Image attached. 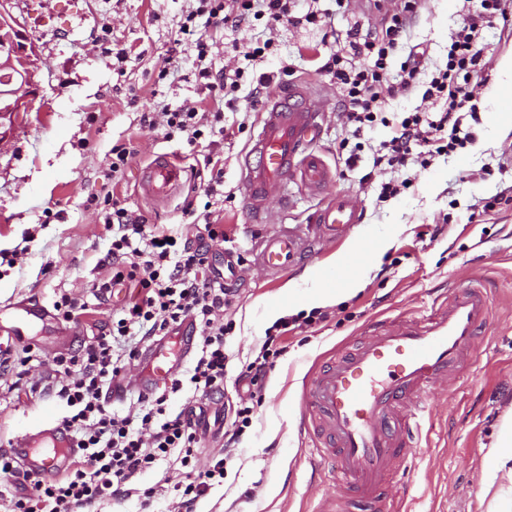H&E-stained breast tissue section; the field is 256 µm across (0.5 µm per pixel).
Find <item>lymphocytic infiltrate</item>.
Returning a JSON list of instances; mask_svg holds the SVG:
<instances>
[{
  "instance_id": "obj_1",
  "label": "lymphocytic infiltrate",
  "mask_w": 512,
  "mask_h": 512,
  "mask_svg": "<svg viewBox=\"0 0 512 512\" xmlns=\"http://www.w3.org/2000/svg\"><path fill=\"white\" fill-rule=\"evenodd\" d=\"M197 6L180 22L173 42L190 44L197 50L198 79L209 94L218 95L224 108L234 107L240 89L241 70L213 76L204 61L213 45L195 24L196 17L208 16L225 28H239L250 19L264 17L272 24L315 23L317 15L292 14L293 0H196ZM423 6V0H402L399 10L385 13L380 37L362 38L357 31L347 34L344 52H331L321 65L341 93L342 128L360 134L374 130L378 104L384 97L408 91L420 71V63L407 57L400 65V80L392 82L390 62L403 44L408 23ZM512 14V0H480L479 9L466 15L448 49L443 69L431 78L422 98L438 106V119L422 108L403 113L392 125L386 139L374 152V164H386L391 172L409 163L428 166L432 158L454 153L463 146L460 126L475 111L474 75L483 67L482 33L496 18ZM224 109L200 110L189 103L175 109L145 112L141 123L159 126L167 138H183L196 144L224 134ZM103 222L112 232L105 256L109 276L96 285L99 296L118 286L134 283L137 296L119 311L111 327L92 337L69 356L55 358V396L64 402L62 419L77 442L72 467L62 481H41L33 496L0 497V512H88L107 498L141 494L152 498L157 490L135 489L133 481L162 461L176 459L182 472L176 484L178 512H193L197 500L215 480L224 476L223 461L211 469L196 471L194 450L199 443L192 409L170 414V395L192 387L202 398L224 392L227 356L224 352V312L230 304V289L220 275L206 264L210 243L222 241L224 227L205 224L194 237L169 236L148 228L142 215L129 211L119 201L106 208ZM327 312L316 309L308 315L281 318L277 331L266 334L252 361L236 377L238 387L250 399H261L264 381L282 349L284 335L296 328L326 321ZM200 329L196 356L185 375L171 378L162 392L139 394L122 409L109 410L106 393L112 384L124 383L123 364L132 359L140 343L164 339L178 333L183 322Z\"/></svg>"
}]
</instances>
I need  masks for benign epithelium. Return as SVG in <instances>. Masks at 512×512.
I'll use <instances>...</instances> for the list:
<instances>
[{
  "label": "benign epithelium",
  "instance_id": "1",
  "mask_svg": "<svg viewBox=\"0 0 512 512\" xmlns=\"http://www.w3.org/2000/svg\"><path fill=\"white\" fill-rule=\"evenodd\" d=\"M9 2L0 0V145L13 136L41 93L36 46L17 29Z\"/></svg>",
  "mask_w": 512,
  "mask_h": 512
}]
</instances>
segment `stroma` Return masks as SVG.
<instances>
[{
  "instance_id": "35a3bbf8",
  "label": "stroma",
  "mask_w": 512,
  "mask_h": 512,
  "mask_svg": "<svg viewBox=\"0 0 512 512\" xmlns=\"http://www.w3.org/2000/svg\"><path fill=\"white\" fill-rule=\"evenodd\" d=\"M478 5V0H426L406 41L427 52L419 84L386 100L382 110L388 120L420 104L424 83L446 62L452 33L468 8ZM194 6V0H10V12L38 51L43 98L0 145V251L18 257L15 265H0V314H16L27 302L49 312L59 294H72L96 307L95 313L69 323L72 339L63 349L77 350L106 330L113 313L137 293L128 287L106 300L95 297V284L109 274L102 261L112 240L100 219L101 199L117 196L148 224L172 233L181 231L182 211L193 204L197 215L224 227L227 240L213 245L212 265L223 269L225 256L237 259L223 277L225 287L235 291L224 313L229 325L224 400L233 405L239 400L238 371L255 357L274 324L269 310L292 302L297 312L309 313L304 296L314 272L341 278L340 256L358 257L384 244V252L366 267L363 290L329 305L326 321L286 335L285 351L268 376L252 424L224 463L223 482L211 486L194 507L195 512H313L321 499L337 498L346 512H367L356 493L336 480L331 466L314 459L310 438L298 428L303 383L318 363L361 339L372 322L422 317L449 288L478 279L493 298L487 335L476 345L469 368L433 391L420 414L416 452L384 486L402 512H481L485 454L501 417L512 409V202L476 221L469 215L476 201L512 186V130L493 123L489 95L499 80V60L512 56V17L496 20L484 34L487 77L475 100L476 119L464 122L471 141L427 168L409 167V188L383 202L376 185L388 175L373 170L372 161L387 130L380 126L361 135V160L357 169L346 170L339 149L346 136L338 121L341 102L319 70L330 52L322 40L325 30L342 36L356 25L365 34L378 32L380 14L372 0L345 12L336 0H295L294 15L315 7L322 25H284L273 35L264 21L243 25L234 36L239 48L274 40L258 71L281 72V85L300 84L323 95L317 146L335 174L319 197L289 185L291 205L271 204L272 221L255 224L236 163L256 133L241 126L250 107V85H243L236 108L224 111L225 127L234 130L220 144L224 189L231 200L207 204L193 174L203 165L202 152L140 123L141 113L206 95L196 79L193 47L173 43L179 23ZM106 24L112 28V49L126 52L118 68L103 53ZM119 142L130 144L133 154L123 172L113 175L111 149ZM161 155L177 159L186 174L173 196L153 201L139 191L138 176ZM366 174L371 183H362ZM339 194L361 209V224L286 273L272 276L256 264L262 235L284 227L311 233L316 212ZM0 349L6 352L0 360L1 450L36 420L42 398L50 400L51 422L59 421L62 406L51 397V375L63 349L26 330L14 338L0 332ZM29 352L41 359L34 387L15 381L14 366Z\"/></svg>"
}]
</instances>
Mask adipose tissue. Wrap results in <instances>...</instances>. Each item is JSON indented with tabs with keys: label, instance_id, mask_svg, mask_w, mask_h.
<instances>
[{
	"label": "adipose tissue",
	"instance_id": "adipose-tissue-1",
	"mask_svg": "<svg viewBox=\"0 0 512 512\" xmlns=\"http://www.w3.org/2000/svg\"><path fill=\"white\" fill-rule=\"evenodd\" d=\"M487 464L481 483L492 498L487 512H512V491L504 489V480L512 481V412L500 421L497 439L486 453Z\"/></svg>",
	"mask_w": 512,
	"mask_h": 512
}]
</instances>
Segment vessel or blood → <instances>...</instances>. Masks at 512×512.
Masks as SVG:
<instances>
[{"label":"vessel or blood","mask_w":512,"mask_h":512,"mask_svg":"<svg viewBox=\"0 0 512 512\" xmlns=\"http://www.w3.org/2000/svg\"><path fill=\"white\" fill-rule=\"evenodd\" d=\"M322 116L320 103L302 86L282 87L271 95L240 162L253 221H266L270 201L285 200L289 183L313 194L331 183L332 174L315 149ZM180 183V167L161 156L143 169L139 189L161 200ZM360 221L359 207L349 197H336L318 213L314 237L287 230L267 234L258 243L255 261L273 274L286 271L314 246L346 235ZM491 312L486 288L452 289L428 318L376 322L355 347L306 378L301 428L319 436L316 455L333 460L337 477L377 512H399L381 490L387 473L414 450L418 401L431 386L468 367ZM176 371L166 345H155L142 390L160 387ZM72 452L69 432L44 424L16 436L10 450L25 470L44 478L63 468Z\"/></svg>","instance_id":"b4317fda"}]
</instances>
